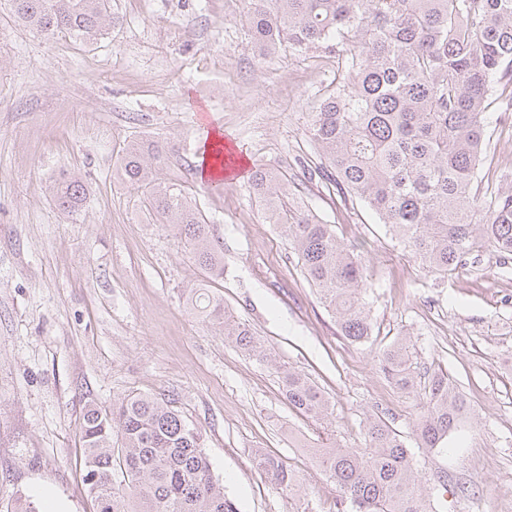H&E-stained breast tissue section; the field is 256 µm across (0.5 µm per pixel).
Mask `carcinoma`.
Segmentation results:
<instances>
[{"label":"carcinoma","instance_id":"obj_1","mask_svg":"<svg viewBox=\"0 0 512 512\" xmlns=\"http://www.w3.org/2000/svg\"><path fill=\"white\" fill-rule=\"evenodd\" d=\"M14 17L46 40L92 43L116 25L111 0H11ZM254 51L285 46L336 56L331 92L310 113L308 138L341 200L371 210L402 249L439 278L468 269L484 250L512 259V186L478 191L490 112H512V0H253L246 18ZM174 146L130 144L121 179L144 195L150 213L179 236L207 279L224 278V254L212 225L184 191L157 181ZM55 207L78 213L88 188L61 172L50 186ZM251 190L267 219L293 245L306 280L354 344L372 341L366 263L325 224L289 201L288 181L259 168ZM187 303L224 339L272 358L249 327L226 311L209 285ZM397 392L419 401L418 448L448 449L470 417L465 395L445 374L423 377L414 345L398 338L377 356ZM289 405L322 423L329 401L306 374L280 369ZM366 447L321 448L319 462L355 512H435L419 460L384 417L362 422ZM120 435L121 448H112ZM83 465L97 512H238L224 493L200 429L154 396L129 395L107 408L84 405ZM255 468L277 489H294L279 456L258 453Z\"/></svg>","mask_w":512,"mask_h":512}]
</instances>
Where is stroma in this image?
Returning a JSON list of instances; mask_svg holds the SVG:
<instances>
[{
	"label": "stroma",
	"instance_id": "stroma-1",
	"mask_svg": "<svg viewBox=\"0 0 512 512\" xmlns=\"http://www.w3.org/2000/svg\"><path fill=\"white\" fill-rule=\"evenodd\" d=\"M249 0H112L119 18L97 41L60 45L19 25L0 0V512L17 497L39 512H97L82 454L83 405L130 394L169 399L204 436L214 476L238 512H338L316 451L364 445L377 413L415 447L418 409L376 366L409 336L421 372L449 375L472 405L459 447L420 454L424 483L448 491L439 512H512V262L480 253L474 272L427 275L367 210L353 212L298 159L316 160L307 114L336 74L320 50L259 59L244 22ZM483 182L512 185V127L489 115ZM245 162L285 173L304 209L372 271L373 344L339 335L297 257L249 191V177L211 190L201 180L208 131ZM166 138L161 181L184 189L224 248L212 290L276 354L225 341L186 307L204 278L180 240L118 176L127 144ZM89 192L76 215L49 185L59 170ZM306 373L333 414L311 422L288 405L277 368ZM288 462L283 494L255 453Z\"/></svg>",
	"mask_w": 512,
	"mask_h": 512
}]
</instances>
